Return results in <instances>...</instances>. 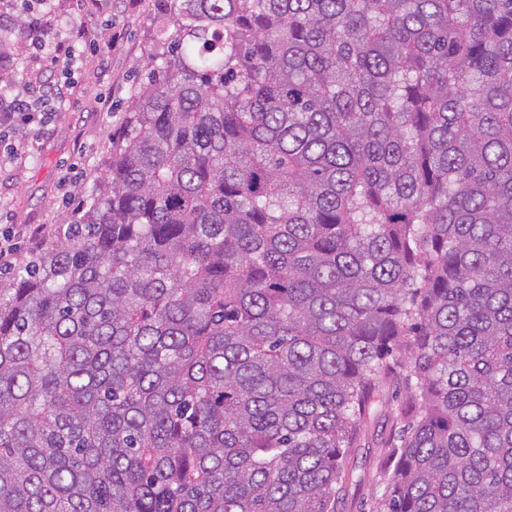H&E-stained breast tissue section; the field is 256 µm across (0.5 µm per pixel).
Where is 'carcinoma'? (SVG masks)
I'll list each match as a JSON object with an SVG mask.
<instances>
[{
    "label": "carcinoma",
    "mask_w": 512,
    "mask_h": 512,
    "mask_svg": "<svg viewBox=\"0 0 512 512\" xmlns=\"http://www.w3.org/2000/svg\"><path fill=\"white\" fill-rule=\"evenodd\" d=\"M112 162L0 288V512H512V0H172ZM395 377L382 380L376 402L360 426L356 448L345 462L344 491L336 499L335 512H382L384 492L394 462L388 461L386 442L403 426L400 410L408 388L405 368L397 367Z\"/></svg>",
    "instance_id": "cac0c4a2"
}]
</instances>
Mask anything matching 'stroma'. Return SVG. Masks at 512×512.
Segmentation results:
<instances>
[{
  "mask_svg": "<svg viewBox=\"0 0 512 512\" xmlns=\"http://www.w3.org/2000/svg\"><path fill=\"white\" fill-rule=\"evenodd\" d=\"M171 15V0H50L44 23L80 33V74L57 103L48 128L31 138L25 155L0 170V232L23 225L33 233L18 248L25 258L50 247L45 224H69L82 191L107 166L112 135L142 89L158 50L153 27ZM408 396L403 376L378 386L345 462L344 490L335 512H383L393 465L387 442L396 437Z\"/></svg>",
  "mask_w": 512,
  "mask_h": 512,
  "instance_id": "35a3bbf8",
  "label": "stroma"
}]
</instances>
